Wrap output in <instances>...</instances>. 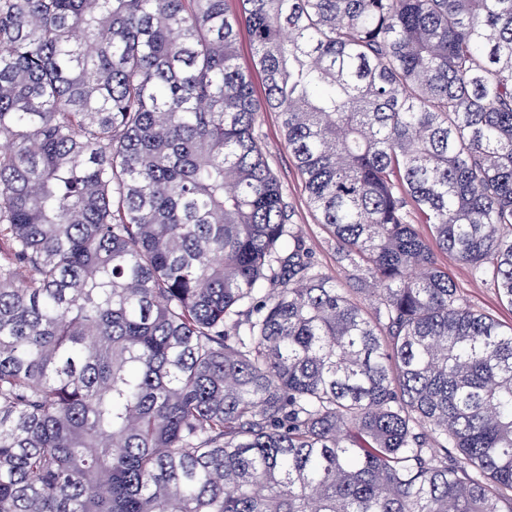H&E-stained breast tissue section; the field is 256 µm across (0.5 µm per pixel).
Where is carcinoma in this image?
<instances>
[{"instance_id":"obj_1","label":"carcinoma","mask_w":512,"mask_h":512,"mask_svg":"<svg viewBox=\"0 0 512 512\" xmlns=\"http://www.w3.org/2000/svg\"><path fill=\"white\" fill-rule=\"evenodd\" d=\"M2 140L0 512H512V0H0ZM256 134L261 141L267 163L279 181L290 210V224L312 252L318 267L344 286L354 285L353 271L339 262L330 233L320 224L319 215L308 204L304 179L295 159L285 144L281 120L277 112H262L256 123ZM439 259L448 270V275L455 281L461 297L473 309L494 316L504 330L512 326V307L500 300L496 288L489 282L473 279L469 270L452 256L441 253Z\"/></svg>"}]
</instances>
